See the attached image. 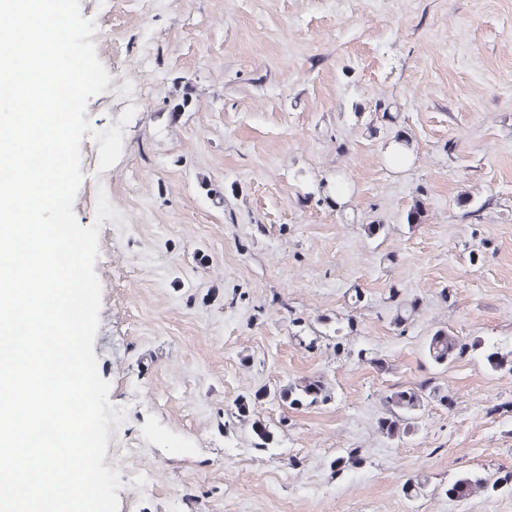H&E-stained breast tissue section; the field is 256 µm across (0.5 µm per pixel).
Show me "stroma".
<instances>
[{
	"label": "stroma",
	"instance_id": "obj_1",
	"mask_svg": "<svg viewBox=\"0 0 512 512\" xmlns=\"http://www.w3.org/2000/svg\"><path fill=\"white\" fill-rule=\"evenodd\" d=\"M80 10L111 76L85 118L123 132L105 170L83 138L73 206L85 227L99 193L117 212L94 353L125 411L119 512H512L445 494L512 483V370L486 361L512 358V0ZM441 328L474 348L433 364ZM305 378L330 400L275 398ZM424 382L417 433L389 437L383 397ZM498 486V481L490 484L489 479L482 473L470 471L458 476L448 486L446 494L450 498L467 500L478 492H495Z\"/></svg>",
	"mask_w": 512,
	"mask_h": 512
}]
</instances>
